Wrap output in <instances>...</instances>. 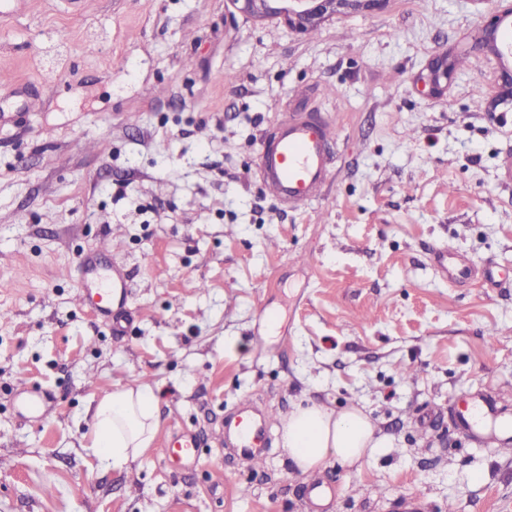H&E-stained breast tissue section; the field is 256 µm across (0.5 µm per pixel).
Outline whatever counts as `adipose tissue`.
<instances>
[{
  "label": "adipose tissue",
  "mask_w": 512,
  "mask_h": 512,
  "mask_svg": "<svg viewBox=\"0 0 512 512\" xmlns=\"http://www.w3.org/2000/svg\"><path fill=\"white\" fill-rule=\"evenodd\" d=\"M157 405L154 386L136 381L95 402L89 411V446L99 467H121L149 450L158 429ZM281 432L283 448L304 475L331 458L361 465L382 446L368 415L355 406L335 411L298 405L283 417Z\"/></svg>",
  "instance_id": "adipose-tissue-1"
}]
</instances>
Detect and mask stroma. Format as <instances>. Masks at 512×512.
Returning <instances> with one entry per match:
<instances>
[{
	"label": "stroma",
	"mask_w": 512,
	"mask_h": 512,
	"mask_svg": "<svg viewBox=\"0 0 512 512\" xmlns=\"http://www.w3.org/2000/svg\"><path fill=\"white\" fill-rule=\"evenodd\" d=\"M0 71L39 106L0 120V512H512V452L458 432L464 395L512 419V285L453 286L438 244L512 276V68L476 41L495 0H386L302 34L226 0H15ZM459 59L441 94L433 59ZM233 80H225V72ZM292 112L336 127L324 197L278 204L256 173ZM121 230L125 335L76 302V261ZM155 384L152 447L120 470L86 409ZM49 395L18 415L16 390ZM251 398L362 407L383 448L328 460L315 506L270 430L224 446ZM199 461L165 449L180 431ZM270 426L266 412L254 409L250 402H241L224 421V443L250 461H260Z\"/></svg>",
	"instance_id": "1"
}]
</instances>
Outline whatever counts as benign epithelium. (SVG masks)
Masks as SVG:
<instances>
[{
  "instance_id": "1",
  "label": "benign epithelium",
  "mask_w": 512,
  "mask_h": 512,
  "mask_svg": "<svg viewBox=\"0 0 512 512\" xmlns=\"http://www.w3.org/2000/svg\"><path fill=\"white\" fill-rule=\"evenodd\" d=\"M237 12L257 18L281 17L288 27L301 33L318 28L322 20L341 10H375L385 0H227ZM500 9L487 21L482 31V42L489 45L497 41V21L512 17V0H498Z\"/></svg>"
}]
</instances>
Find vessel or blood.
<instances>
[{
    "label": "vessel or blood",
    "mask_w": 512,
    "mask_h": 512,
    "mask_svg": "<svg viewBox=\"0 0 512 512\" xmlns=\"http://www.w3.org/2000/svg\"><path fill=\"white\" fill-rule=\"evenodd\" d=\"M335 137V128L318 116L309 113L284 116L274 132L262 136L259 142L257 170L267 193L294 209L324 196L332 179L330 145ZM432 256L450 282L476 278L481 285L490 288L501 284L491 269L474 268L453 248L435 247ZM79 265L85 271L80 303L92 306L96 315L111 322L114 331H121L128 301L124 272L107 264L106 252L102 249L80 256ZM47 403V396L36 395L25 388L19 392L21 416H39ZM457 423L468 436L504 426L495 401L478 395L465 398ZM270 426L271 418L266 412L254 409L252 403L242 402L224 422V442L250 461H260ZM196 448L195 439L183 435L170 444L169 451L179 460L194 464L198 461Z\"/></svg>",
    "instance_id": "1"
}]
</instances>
